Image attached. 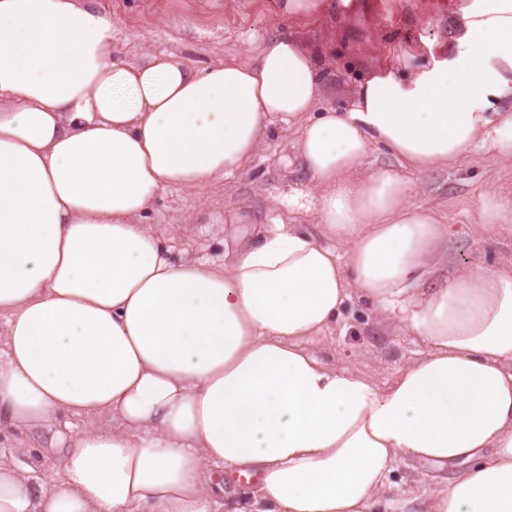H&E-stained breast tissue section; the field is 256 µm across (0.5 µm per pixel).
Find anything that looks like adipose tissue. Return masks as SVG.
<instances>
[{"mask_svg":"<svg viewBox=\"0 0 512 512\" xmlns=\"http://www.w3.org/2000/svg\"><path fill=\"white\" fill-rule=\"evenodd\" d=\"M460 14L447 58L371 73L339 112L294 37L200 71L119 63L107 12L0 0V430L57 453L52 481L0 464V512H512V263L437 279L450 228L403 176L512 158V0ZM274 125L299 134L316 188L288 203L320 236L171 260L141 215ZM353 291L428 348L387 388L302 347ZM400 461L439 476L393 487Z\"/></svg>","mask_w":512,"mask_h":512,"instance_id":"adipose-tissue-1","label":"adipose tissue"}]
</instances>
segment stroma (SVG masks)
<instances>
[{
  "instance_id": "stroma-1",
  "label": "stroma",
  "mask_w": 512,
  "mask_h": 512,
  "mask_svg": "<svg viewBox=\"0 0 512 512\" xmlns=\"http://www.w3.org/2000/svg\"><path fill=\"white\" fill-rule=\"evenodd\" d=\"M112 18V50L132 61L165 51L203 69L228 56L248 58L265 39L302 38L317 53L329 91L324 106L346 110L349 92L375 68L432 64L459 34L458 0H323L306 15L280 14L273 0H92ZM298 134L274 128L251 162L229 180L196 190L168 189L141 222L170 247L217 258L250 226L267 230L298 224L318 234L314 214L288 207L289 195L307 188L296 163ZM409 201L437 212L451 227L448 250L458 269L490 268L512 260V226L491 234L478 227L490 199L512 200V160L477 151L453 167L407 173ZM327 364L362 371L385 386L401 366L425 356V345L405 336L396 318L377 319L351 295L339 315L306 344ZM0 460L19 461L37 476L55 461L41 437L0 433Z\"/></svg>"
}]
</instances>
